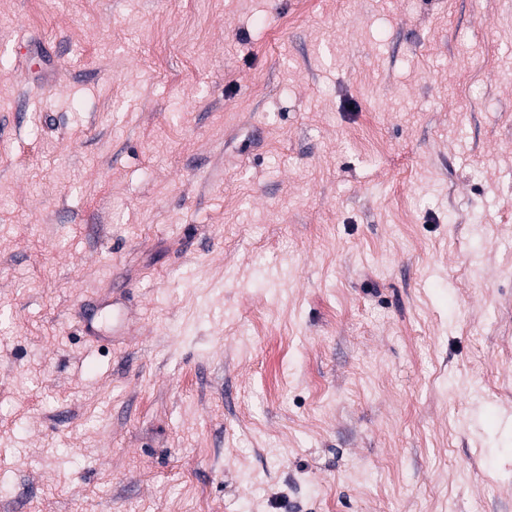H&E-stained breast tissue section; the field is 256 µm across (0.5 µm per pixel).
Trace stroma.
Instances as JSON below:
<instances>
[{
	"label": "stroma",
	"mask_w": 512,
	"mask_h": 512,
	"mask_svg": "<svg viewBox=\"0 0 512 512\" xmlns=\"http://www.w3.org/2000/svg\"><path fill=\"white\" fill-rule=\"evenodd\" d=\"M0 512H512V0H0Z\"/></svg>",
	"instance_id": "35a3bbf8"
}]
</instances>
